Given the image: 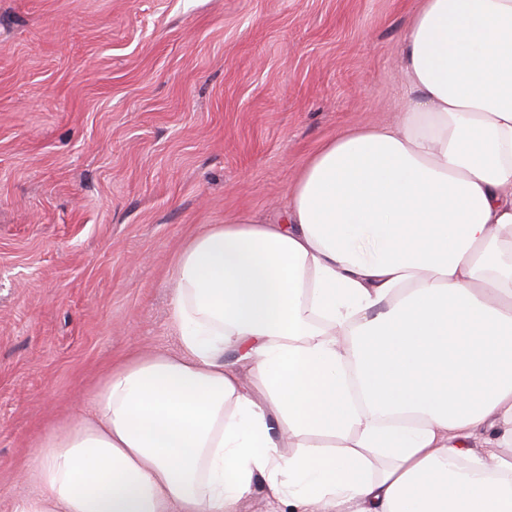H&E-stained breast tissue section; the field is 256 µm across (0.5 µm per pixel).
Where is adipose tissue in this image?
Instances as JSON below:
<instances>
[{"instance_id":"ef3b65f1","label":"adipose tissue","mask_w":512,"mask_h":512,"mask_svg":"<svg viewBox=\"0 0 512 512\" xmlns=\"http://www.w3.org/2000/svg\"><path fill=\"white\" fill-rule=\"evenodd\" d=\"M402 67L397 126L186 242L178 353L112 368L13 512H512V0H421ZM275 509L276 504L261 483L256 484L251 493L244 497L238 505V512H272Z\"/></svg>"}]
</instances>
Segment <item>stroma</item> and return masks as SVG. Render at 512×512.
<instances>
[{
	"instance_id": "1",
	"label": "stroma",
	"mask_w": 512,
	"mask_h": 512,
	"mask_svg": "<svg viewBox=\"0 0 512 512\" xmlns=\"http://www.w3.org/2000/svg\"><path fill=\"white\" fill-rule=\"evenodd\" d=\"M419 0H0V512L118 362L173 353V260L393 125Z\"/></svg>"
}]
</instances>
